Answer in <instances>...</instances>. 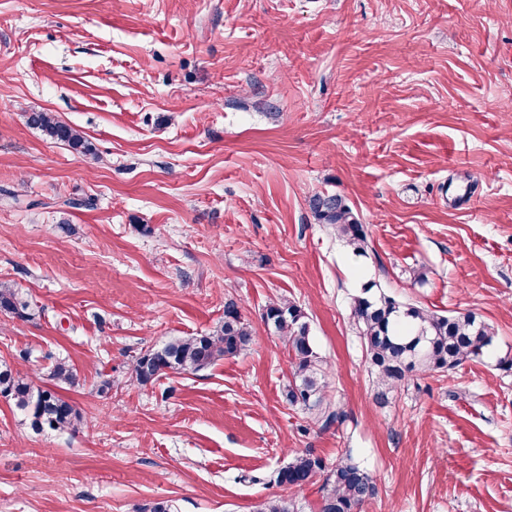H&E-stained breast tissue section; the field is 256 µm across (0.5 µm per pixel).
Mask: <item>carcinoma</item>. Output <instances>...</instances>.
Segmentation results:
<instances>
[{
    "mask_svg": "<svg viewBox=\"0 0 512 512\" xmlns=\"http://www.w3.org/2000/svg\"><path fill=\"white\" fill-rule=\"evenodd\" d=\"M28 120L47 137L85 155L91 153L82 134L53 114L32 112ZM309 205L318 223L331 228L354 254L365 255L368 247L365 225L341 196L315 194ZM371 289L370 285L364 287L362 294L354 298L350 319L364 343L375 376L374 398L379 404L387 403L411 373L448 372L466 361L480 359L492 344V328L473 312L440 315L402 305L384 294L373 296ZM27 307L16 289L0 283V312L18 314ZM263 319L286 341L292 354V373L286 390L288 402L316 412L324 428L342 420L341 410L323 404L322 360L301 307L287 300L272 301L266 306ZM251 341L249 325L237 306L229 303L224 306V322L217 333L173 338L158 349L147 350L134 358L132 373L142 384L169 371L196 373L221 358L243 352ZM48 377L54 386L38 385L28 374L1 365L0 395L13 401L33 430H68L80 420V413L56 386L74 384L77 373L59 361L50 369ZM323 472L326 478L319 512H360L364 502L375 493L372 476L360 465L342 458L328 470L324 460L311 450L296 454L282 467L277 482L301 487ZM256 512H297V507L290 500L274 499L260 504Z\"/></svg>",
    "mask_w": 512,
    "mask_h": 512,
    "instance_id": "cac0c4a2",
    "label": "carcinoma"
}]
</instances>
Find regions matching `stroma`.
I'll list each match as a JSON object with an SVG mask.
<instances>
[{
	"mask_svg": "<svg viewBox=\"0 0 512 512\" xmlns=\"http://www.w3.org/2000/svg\"><path fill=\"white\" fill-rule=\"evenodd\" d=\"M322 192L367 255L315 220ZM1 282L29 307L0 312V364L68 362L82 418L38 433L0 397V512H318L322 478L277 482L308 449L370 473L363 512H512V0H0ZM368 283L493 343L378 405ZM279 299L309 317L330 428L284 397ZM229 302L248 350L133 379ZM30 125L38 128L50 139L64 142L73 150L85 155L91 154V148L82 134L73 127L60 122L52 113L33 112L28 117ZM309 205L319 224L331 228L355 255H365L368 247L365 225L361 224L341 196L315 194L310 198Z\"/></svg>",
	"mask_w": 512,
	"mask_h": 512,
	"instance_id": "35a3bbf8",
	"label": "stroma"
}]
</instances>
